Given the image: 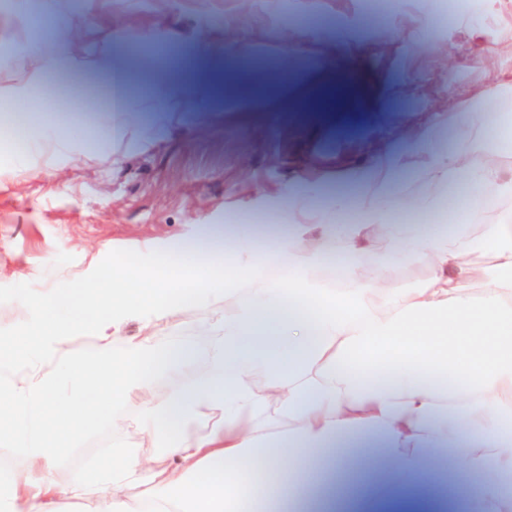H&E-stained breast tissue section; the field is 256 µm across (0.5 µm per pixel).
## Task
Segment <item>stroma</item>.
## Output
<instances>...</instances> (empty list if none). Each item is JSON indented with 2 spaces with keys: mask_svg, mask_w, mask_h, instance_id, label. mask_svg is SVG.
Returning a JSON list of instances; mask_svg holds the SVG:
<instances>
[{
  "mask_svg": "<svg viewBox=\"0 0 512 512\" xmlns=\"http://www.w3.org/2000/svg\"><path fill=\"white\" fill-rule=\"evenodd\" d=\"M0 16V87L29 71L20 46L41 42L47 59L63 55H119L136 63L152 42L151 27L174 30L178 40L151 73L131 68V92L146 97L159 77L180 80V111L114 141L100 139L108 80L98 74L66 82L48 75L37 104L15 107L19 128L69 122L80 159L47 146L16 161L0 155V350L23 355L31 340L12 307L17 289L36 294L68 287L89 262L128 269L150 267L174 234L194 237L200 225L233 221L252 225L259 240L279 231L274 206L285 195L313 208L332 197L352 202L365 173L383 162L395 196L424 206L427 222L459 217L448 184L432 180L426 152L401 139L404 127L442 115L490 108L512 118V90L495 87V68L512 69V0H467L449 14L448 0H385L381 18L368 25L365 0H110L93 19L72 15L68 30L44 39L32 14ZM333 18L332 31L288 52L289 30L308 19ZM234 54L197 55L201 33ZM255 60L256 109L233 110L245 74L242 57ZM56 174L54 182L42 171ZM186 309L177 323L159 324L157 341L194 346L206 354L201 327L212 313L234 306ZM143 400L133 396L105 420L80 421L53 438L59 486L92 477L111 464L116 448L153 456L139 421Z\"/></svg>",
  "mask_w": 512,
  "mask_h": 512,
  "instance_id": "stroma-1",
  "label": "stroma"
}]
</instances>
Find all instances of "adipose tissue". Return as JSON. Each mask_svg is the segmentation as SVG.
<instances>
[{
	"label": "adipose tissue",
	"instance_id": "1",
	"mask_svg": "<svg viewBox=\"0 0 512 512\" xmlns=\"http://www.w3.org/2000/svg\"><path fill=\"white\" fill-rule=\"evenodd\" d=\"M53 68L111 77L107 137L144 111L161 117L184 102L175 81L150 101L131 97L120 57H62ZM448 121L457 130L452 150L415 127L405 137L428 153L433 178L465 177L471 222L485 189L512 196V172L492 158L474 164L480 144L469 120L452 112ZM386 193L381 184L375 197L360 196L349 223L338 199L318 210L288 204V235L260 248L237 234L227 242L226 270L210 259L201 233L192 243L168 241L162 256L172 266L164 273L93 267L74 288L38 297L18 291L15 308L38 309L41 319L28 326L33 347L22 366L0 356V402L15 410L0 442L23 460L0 486V512H356L362 469L420 504L418 478L448 460L457 463L456 478L479 488L465 512H512V214L476 237L394 224ZM330 237L344 242L337 256L350 287L315 280L332 254ZM377 237L426 277L395 292L386 286L389 269L366 275L362 256ZM274 263L284 270L275 282L265 274ZM478 280L485 289L475 297L469 288ZM242 288L247 297L204 325V370L181 383L197 352L159 344L155 324ZM132 320L140 329L125 335ZM79 334L90 339L92 357L74 352ZM160 377L169 385L155 398L149 391ZM132 393L143 397L141 426L159 442L164 464L118 449L115 464L60 487L50 476V438L101 417L103 399L118 404Z\"/></svg>",
	"mask_w": 512,
	"mask_h": 512
}]
</instances>
